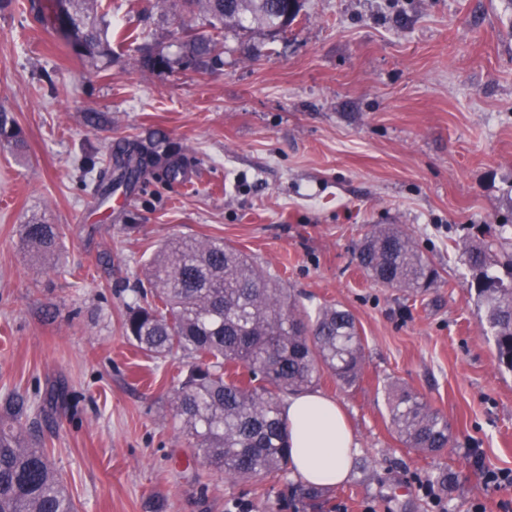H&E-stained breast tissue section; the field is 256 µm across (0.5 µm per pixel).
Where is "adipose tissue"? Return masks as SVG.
<instances>
[{
	"label": "adipose tissue",
	"mask_w": 512,
	"mask_h": 512,
	"mask_svg": "<svg viewBox=\"0 0 512 512\" xmlns=\"http://www.w3.org/2000/svg\"><path fill=\"white\" fill-rule=\"evenodd\" d=\"M283 414L293 475L307 486L344 482L357 444L340 404L318 392H303L288 398Z\"/></svg>",
	"instance_id": "1"
}]
</instances>
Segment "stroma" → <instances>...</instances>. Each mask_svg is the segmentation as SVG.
Returning <instances> with one entry per match:
<instances>
[{
	"mask_svg": "<svg viewBox=\"0 0 512 512\" xmlns=\"http://www.w3.org/2000/svg\"><path fill=\"white\" fill-rule=\"evenodd\" d=\"M26 0H0V108L23 148L0 142V420L23 397L76 512H512V372L479 325L469 239L512 224V0H302L275 36L224 31L223 63L186 61L178 0H110L107 31H143L168 67L130 46L78 55ZM166 139L186 171L149 170L100 202L80 158ZM59 251L24 244L31 218ZM375 224L409 235L438 272L427 291L385 288L355 253ZM221 238L307 310L339 303L363 342L360 378L322 374L358 443L346 481L308 500L291 473L230 481L201 464L174 418L187 356L153 358L122 322L167 238ZM443 415L452 442L405 448L392 386ZM431 483L434 507L418 489ZM21 235L23 241L41 255H52L60 240L59 228L56 225L44 224L40 221L22 224Z\"/></svg>",
	"mask_w": 512,
	"mask_h": 512,
	"instance_id": "stroma-1",
	"label": "stroma"
}]
</instances>
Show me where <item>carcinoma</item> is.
<instances>
[{"mask_svg": "<svg viewBox=\"0 0 512 512\" xmlns=\"http://www.w3.org/2000/svg\"><path fill=\"white\" fill-rule=\"evenodd\" d=\"M207 29L184 30V57L198 66L222 63L224 27L248 21L280 32L286 0H183ZM29 10L50 26L64 16L80 31L91 58L112 47L91 21L105 13L103 0H28ZM139 66L158 69L168 59L143 47ZM0 140L19 146L20 131L0 112ZM174 152L160 141L134 143L113 156L115 178L99 176L96 194L104 199L119 187L131 190L148 169L160 167L168 181L183 178ZM21 235L35 252L53 254L60 240L54 224L32 221ZM462 256L475 273L484 315L483 333L493 338L499 364L512 370V261L496 269L492 245L466 242ZM360 269L375 283L418 293L433 285L436 269L415 243L391 225H376L356 254ZM127 306L125 335L143 352L164 358L181 351L191 358L171 405L193 447L206 464L231 478L284 473L289 448L282 397L307 391L323 371L345 386L360 374L362 338L353 315L325 304L310 315L296 295L282 288L247 255L217 238L172 237L154 253L146 284L134 289ZM391 426L403 444L438 453L451 440L448 421L405 387L389 394ZM0 512H75L43 444L17 420L0 425Z\"/></svg>", "mask_w": 512, "mask_h": 512, "instance_id": "obj_1", "label": "carcinoma"}]
</instances>
